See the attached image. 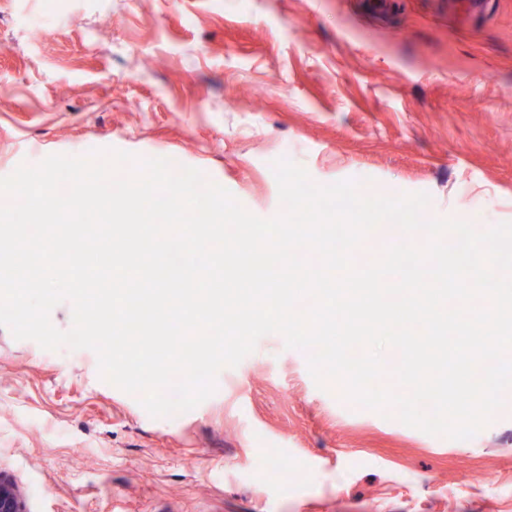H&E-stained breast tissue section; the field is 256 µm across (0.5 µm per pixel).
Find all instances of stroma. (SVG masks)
I'll use <instances>...</instances> for the list:
<instances>
[{"instance_id": "35a3bbf8", "label": "stroma", "mask_w": 512, "mask_h": 512, "mask_svg": "<svg viewBox=\"0 0 512 512\" xmlns=\"http://www.w3.org/2000/svg\"><path fill=\"white\" fill-rule=\"evenodd\" d=\"M463 2L0 0V177L172 156L271 218L287 159L427 193V218L512 222V0ZM308 357L266 335L154 418L93 351L0 326V472L28 512H512V389L451 440L318 388Z\"/></svg>"}]
</instances>
